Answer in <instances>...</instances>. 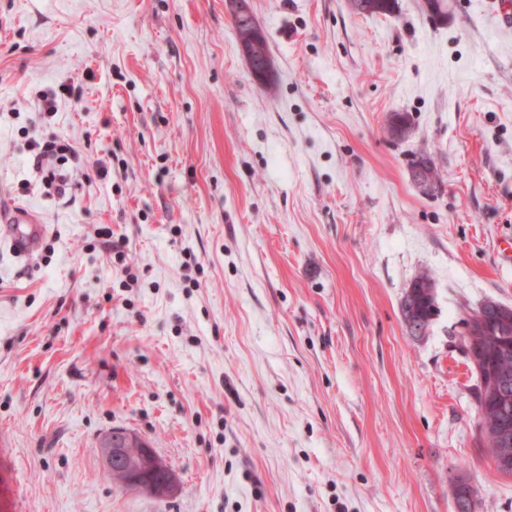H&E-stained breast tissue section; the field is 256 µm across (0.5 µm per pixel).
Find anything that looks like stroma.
<instances>
[{"label": "stroma", "instance_id": "1", "mask_svg": "<svg viewBox=\"0 0 512 512\" xmlns=\"http://www.w3.org/2000/svg\"><path fill=\"white\" fill-rule=\"evenodd\" d=\"M425 2L252 0L267 90L225 0H0V207L46 226L29 258L0 241V512H454L462 473L512 512L458 346L466 310L512 306V28L489 0L444 22ZM62 84L81 100L40 119ZM45 132L76 149L61 199L28 163ZM423 271L437 315L415 337ZM115 427L174 496L106 474Z\"/></svg>", "mask_w": 512, "mask_h": 512}]
</instances>
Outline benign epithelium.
Segmentation results:
<instances>
[{
  "label": "benign epithelium",
  "mask_w": 512,
  "mask_h": 512,
  "mask_svg": "<svg viewBox=\"0 0 512 512\" xmlns=\"http://www.w3.org/2000/svg\"><path fill=\"white\" fill-rule=\"evenodd\" d=\"M227 7L231 16L237 20L252 16L251 0H227ZM239 47L255 81L266 83L273 78L275 64L262 34L239 43ZM413 170L414 182L421 191L431 193L438 189L439 180L430 171L418 165ZM492 316L505 325H512L511 306L486 300L477 310L466 315L460 346L480 376L483 398L494 403L505 418L504 424L495 433L498 444L495 454L506 461L512 455V393L509 392L508 376H498L492 367L484 342L497 341L502 352L507 354L512 345V335L492 327L489 322ZM100 454L104 469L113 482L124 489L142 490L147 487L162 497L171 496L179 490L180 482L176 473L144 437L134 431L126 429L118 438L112 436L110 431L105 433L100 444ZM463 494L469 499L473 498L477 494L476 486L471 483L464 489L458 480L452 484L454 512L465 510V504L461 501Z\"/></svg>",
  "instance_id": "1"
}]
</instances>
